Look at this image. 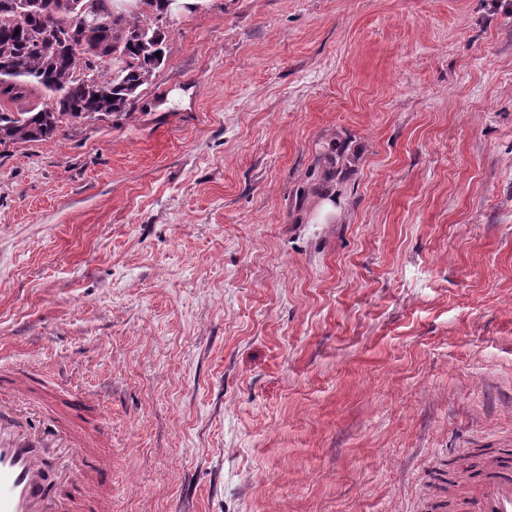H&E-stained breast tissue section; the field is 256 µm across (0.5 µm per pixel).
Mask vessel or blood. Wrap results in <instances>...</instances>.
Wrapping results in <instances>:
<instances>
[{
  "instance_id": "1",
  "label": "vessel or blood",
  "mask_w": 512,
  "mask_h": 512,
  "mask_svg": "<svg viewBox=\"0 0 512 512\" xmlns=\"http://www.w3.org/2000/svg\"><path fill=\"white\" fill-rule=\"evenodd\" d=\"M30 375L0 373L12 398L0 404V512H111L112 485L91 438L59 428L16 430V413L32 411ZM58 451L62 470L47 482L40 453ZM461 512H512V456L495 453L471 469L460 500Z\"/></svg>"
}]
</instances>
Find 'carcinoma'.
I'll list each match as a JSON object with an SVG mask.
<instances>
[{
	"instance_id": "1",
	"label": "carcinoma",
	"mask_w": 512,
	"mask_h": 512,
	"mask_svg": "<svg viewBox=\"0 0 512 512\" xmlns=\"http://www.w3.org/2000/svg\"><path fill=\"white\" fill-rule=\"evenodd\" d=\"M96 0H0V147L54 138L83 119L128 113L163 62L168 0H138L96 22ZM36 94L41 102L17 112Z\"/></svg>"
}]
</instances>
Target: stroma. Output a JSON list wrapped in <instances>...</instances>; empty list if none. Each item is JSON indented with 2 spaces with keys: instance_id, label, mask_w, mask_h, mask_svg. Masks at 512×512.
<instances>
[{
  "instance_id": "1",
  "label": "stroma",
  "mask_w": 512,
  "mask_h": 512,
  "mask_svg": "<svg viewBox=\"0 0 512 512\" xmlns=\"http://www.w3.org/2000/svg\"><path fill=\"white\" fill-rule=\"evenodd\" d=\"M166 28L130 113L0 150V371L101 406L112 512L448 501L512 448V0Z\"/></svg>"
}]
</instances>
